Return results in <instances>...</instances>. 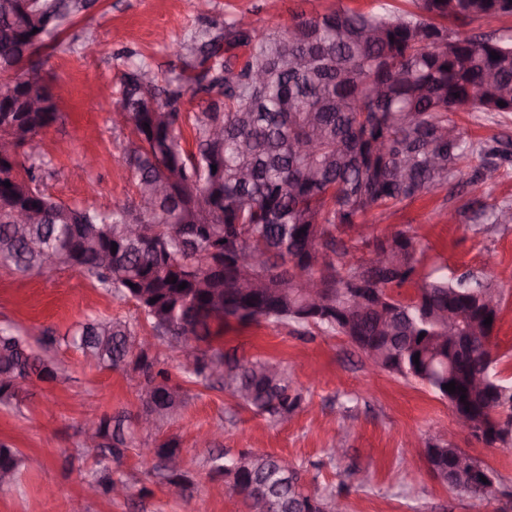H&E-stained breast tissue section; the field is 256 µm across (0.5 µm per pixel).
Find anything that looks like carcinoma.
I'll return each instance as SVG.
<instances>
[{
  "label": "carcinoma",
  "instance_id": "obj_1",
  "mask_svg": "<svg viewBox=\"0 0 512 512\" xmlns=\"http://www.w3.org/2000/svg\"><path fill=\"white\" fill-rule=\"evenodd\" d=\"M413 2V12L384 4L367 13L338 2L261 33L234 17L173 47L180 63L173 79L159 83L146 62L124 71L121 128L134 191L128 203L101 212L47 194L42 169L24 150L61 119L38 53L73 19L89 16L97 0H0V139L22 148L0 157V266L21 273L52 264L82 269L104 291L134 302L157 340L192 350L195 379L210 381L209 362H223L224 391L257 414L285 419L301 395L280 362L241 363L213 347L232 321L345 336L378 368L427 385L452 412L468 411L476 426L488 425L502 447H511L512 383L497 377L496 359L481 342L460 360L448 340L450 309L468 329L489 316L498 325L502 294L492 279L425 271L408 230L364 235L375 214L512 164L508 144L477 145L449 118L512 112V35L461 38L449 28L512 16V0ZM187 94L199 110H185ZM187 121L193 151L179 134ZM17 201L40 218L17 223ZM468 210L482 224H512L509 203H471ZM131 224L143 225L145 235H132ZM372 243L389 248L388 263L369 265L364 251ZM216 248L253 255L265 287L230 269L211 274ZM355 279L375 292L361 313L347 302ZM314 281L328 288L326 319H307L301 290ZM412 283L417 292L402 296ZM138 339V323L112 317L80 322L62 337L105 367L134 365L146 381L143 412L158 414L157 426L181 410L185 395L156 369L153 355L133 352ZM57 374L53 362L0 328L1 405L20 402L13 380ZM452 381L466 392L443 389ZM137 427V418L127 425L101 417L100 443L86 453L106 466L132 447ZM456 453L446 443L426 450L434 477L473 498H491L493 491L476 486L466 471L448 482L445 467ZM253 457L252 466L235 470L213 458L211 473L245 500L249 488L261 485L280 508L300 510L312 501V512H335L334 499L309 492L298 469L285 476L280 458ZM28 462L0 443V476L14 482Z\"/></svg>",
  "mask_w": 512,
  "mask_h": 512
}]
</instances>
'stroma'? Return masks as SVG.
<instances>
[{
    "instance_id": "1",
    "label": "stroma",
    "mask_w": 512,
    "mask_h": 512,
    "mask_svg": "<svg viewBox=\"0 0 512 512\" xmlns=\"http://www.w3.org/2000/svg\"><path fill=\"white\" fill-rule=\"evenodd\" d=\"M333 0H99L93 19L74 20L53 46L42 50V74L67 89L61 122L42 137L36 160L43 187L68 204L109 210L124 204L133 188L123 159L124 132L109 120L118 106L119 79L127 65L146 60L159 78L171 76V44L190 40L206 21L247 14L257 31L271 23L291 26L294 16H313ZM466 139L512 143V112L453 114ZM474 199L512 202V169L484 181L437 191L375 216L371 234L413 229L425 268L447 274L487 273L503 293L494 336L495 370L512 381V224H475L461 215ZM93 317L138 319L135 306L103 292L81 270L44 268L20 274L0 267V327L31 326L63 335ZM227 357L274 358L302 396L288 419L275 422L237 406L219 388L191 382L183 360L165 345L152 353L181 386L184 408L155 435L139 436L134 448L112 462V479L125 481L126 498L83 499L85 480L99 466L81 448L82 427L102 415L136 416L142 409L141 379L132 369L110 370L72 348L34 344L60 367L53 381L33 380L20 406L0 405V441L41 466L22 472L0 491V512H248L227 480L212 476L210 459L239 453L285 456L319 492L335 494L348 512H512V448H491L456 435L447 401L419 382L374 368L346 337L314 329L298 335L267 325L230 324L219 342ZM216 433L211 446L197 438ZM176 439L191 486L185 498L167 495L156 442ZM432 443L462 449L496 474L492 499L479 501L448 489L426 461ZM344 448L335 456V448Z\"/></svg>"
}]
</instances>
